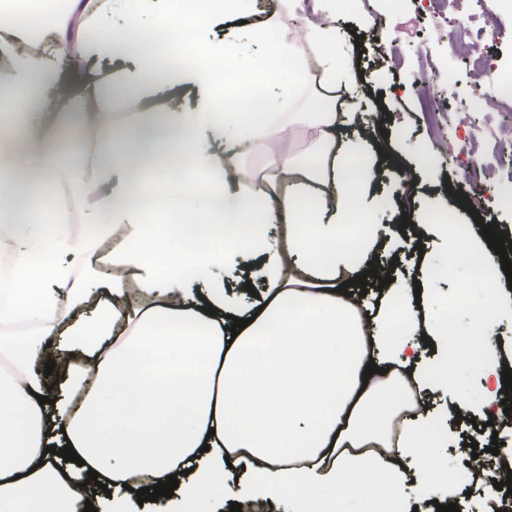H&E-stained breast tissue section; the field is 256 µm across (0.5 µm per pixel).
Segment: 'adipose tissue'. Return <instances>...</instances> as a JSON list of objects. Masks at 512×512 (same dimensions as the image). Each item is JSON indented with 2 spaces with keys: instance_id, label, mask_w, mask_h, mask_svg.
Masks as SVG:
<instances>
[{
  "instance_id": "ef3b65f1",
  "label": "adipose tissue",
  "mask_w": 512,
  "mask_h": 512,
  "mask_svg": "<svg viewBox=\"0 0 512 512\" xmlns=\"http://www.w3.org/2000/svg\"><path fill=\"white\" fill-rule=\"evenodd\" d=\"M168 2L165 57L138 52L136 74L113 75L96 91L95 110L79 95L56 104L54 58L62 46L80 58L125 54V39L98 28L112 0H67L76 29L60 25L55 47L13 54L0 84V242L24 274L0 297V325L22 330L0 336L8 361L0 369V512H76L91 469L111 488L98 512H133L136 495L125 484L140 474L151 486L178 476L163 512H213L217 488L244 505L286 496L295 512H336L325 489L367 498L369 512H413L414 502L452 482L423 454L451 437L424 404L405 417L400 411L409 393L454 387L468 366L489 384L470 416L512 424L499 410L502 364L490 340L497 322L512 321V300L473 307L467 336L454 334L456 308L447 306L429 327L442 351L421 363L413 286L388 290L371 316L339 294L381 248L365 204L375 167L364 137L337 134L352 113L314 88L283 20L292 0L266 18L276 37L261 56L208 38L211 19L240 15L245 0ZM305 40L317 57L331 58L332 80L353 85L348 61L335 58L334 26L308 23ZM189 82L202 89L192 108L158 105L162 90ZM118 92L136 108L127 131L112 128ZM56 121L93 122L102 132L98 161L79 166L74 182L51 135ZM295 130L305 153L286 142ZM21 140L40 144L42 170L22 204L11 187L25 170L15 149ZM163 150L186 171L155 174ZM132 154L140 170L129 167ZM247 156L272 158L274 168L231 175ZM48 187L60 200L49 224L41 209ZM71 207L90 218L89 233L69 224ZM429 219L453 242L445 270L475 256L482 271L467 288L493 293L502 265L485 239L441 212ZM274 224L283 225L282 237L271 236ZM117 230L124 244L112 262L139 275L135 305L123 280L102 284L91 270L79 277L66 261L92 257ZM247 257L257 259L266 285L258 304L219 277ZM88 306L93 315L79 316ZM236 317L248 325L234 336ZM49 360L64 388L52 406L38 402L53 394ZM371 361L379 371L363 378ZM391 419L396 429L387 428ZM68 443L80 463L47 451ZM238 468L244 476L236 481Z\"/></svg>"
}]
</instances>
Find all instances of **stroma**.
Returning <instances> with one entry per match:
<instances>
[{
  "instance_id": "1",
  "label": "stroma",
  "mask_w": 512,
  "mask_h": 512,
  "mask_svg": "<svg viewBox=\"0 0 512 512\" xmlns=\"http://www.w3.org/2000/svg\"><path fill=\"white\" fill-rule=\"evenodd\" d=\"M279 0H249L242 19L212 22L210 39L231 40L252 54L268 49L252 30L259 17L279 9ZM334 23L341 52H361L355 70L368 85L352 98L350 108L364 123L385 128L383 144L395 164L382 165L374 179L369 207L374 223L393 225L381 257L391 264L395 286L408 284L420 265H439L447 242L432 225L417 224L419 213L439 209L456 223L482 217L500 231L512 233V162L500 152L512 142V102L502 98L501 83L512 81V11L502 0H351ZM462 40L475 52L490 57L491 71L473 67L463 55L448 48L449 40ZM135 58L91 59L79 69L62 66L61 82L78 90L83 83L107 80L112 70L131 69ZM427 88L442 104L441 112H424L419 95ZM492 127L493 140L481 138ZM432 152L426 177L405 186L400 171L420 165L424 152ZM476 161L483 171L480 188L463 187L464 170ZM463 187L478 198L477 215H470L448 190ZM408 219L405 231L396 223ZM420 235L421 249L405 248L404 236ZM471 271L458 266L425 286V311L437 315L444 302L455 300Z\"/></svg>"
}]
</instances>
